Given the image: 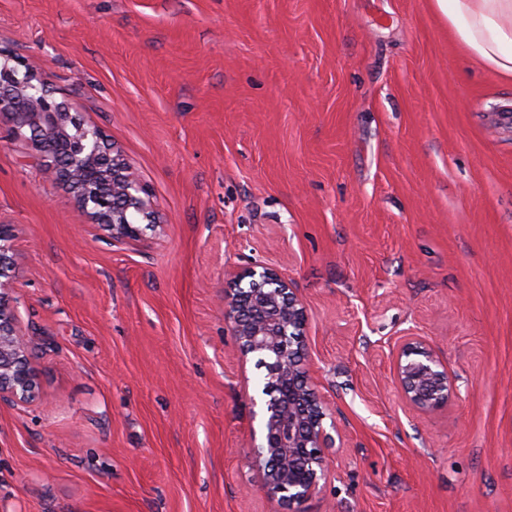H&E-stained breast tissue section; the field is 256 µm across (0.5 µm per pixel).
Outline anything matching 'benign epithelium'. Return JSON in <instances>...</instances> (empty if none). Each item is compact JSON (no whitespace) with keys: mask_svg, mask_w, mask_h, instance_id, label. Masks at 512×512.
Segmentation results:
<instances>
[{"mask_svg":"<svg viewBox=\"0 0 512 512\" xmlns=\"http://www.w3.org/2000/svg\"><path fill=\"white\" fill-rule=\"evenodd\" d=\"M26 135L49 174L65 181L77 203L114 240L144 241L152 227L150 190L113 154L102 132L88 126L53 97L34 62L0 51V127ZM14 229L0 224V408L34 401L38 368L32 340L10 305L15 263ZM224 318L232 325L237 348L256 358L262 392L268 396L253 465L260 490L284 506H300L319 491L328 471L326 449L335 443L324 427L328 407L303 364L305 307L287 279L275 270L254 268L230 278L224 292ZM405 402L420 414L448 406V371L433 350L409 336L395 359Z\"/></svg>","mask_w":512,"mask_h":512,"instance_id":"obj_1","label":"benign epithelium"}]
</instances>
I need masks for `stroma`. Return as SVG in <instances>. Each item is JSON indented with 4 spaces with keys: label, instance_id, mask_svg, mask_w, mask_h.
I'll use <instances>...</instances> for the list:
<instances>
[{
    "label": "stroma",
    "instance_id": "stroma-1",
    "mask_svg": "<svg viewBox=\"0 0 512 512\" xmlns=\"http://www.w3.org/2000/svg\"><path fill=\"white\" fill-rule=\"evenodd\" d=\"M0 49L102 130L157 222L112 240L0 129L40 372L0 410V512H284L224 319L259 266L305 306L342 433L302 512H512V80L434 0H0ZM410 335L453 386L430 415L394 373Z\"/></svg>",
    "mask_w": 512,
    "mask_h": 512
}]
</instances>
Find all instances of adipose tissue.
Masks as SVG:
<instances>
[{"mask_svg": "<svg viewBox=\"0 0 512 512\" xmlns=\"http://www.w3.org/2000/svg\"><path fill=\"white\" fill-rule=\"evenodd\" d=\"M465 54L512 78V0H436Z\"/></svg>", "mask_w": 512, "mask_h": 512, "instance_id": "obj_1", "label": "adipose tissue"}]
</instances>
